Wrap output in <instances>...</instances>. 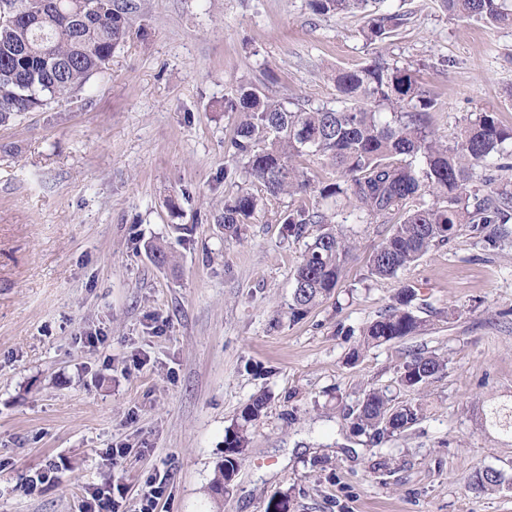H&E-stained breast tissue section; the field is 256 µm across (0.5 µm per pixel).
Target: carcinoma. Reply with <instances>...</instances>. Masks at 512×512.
<instances>
[{"instance_id": "carcinoma-1", "label": "carcinoma", "mask_w": 512, "mask_h": 512, "mask_svg": "<svg viewBox=\"0 0 512 512\" xmlns=\"http://www.w3.org/2000/svg\"><path fill=\"white\" fill-rule=\"evenodd\" d=\"M453 15L472 18L488 27L512 24L500 0H440ZM370 0H308L320 15L361 12V35L369 44L385 41L400 26L396 14L368 9ZM136 12L124 0H0V126L22 112L68 99L102 71L112 51L125 39ZM340 106H298L270 96L252 85H240L224 98V111L236 117L228 145L235 172L244 183L224 201L218 224L229 238L256 211L263 189L272 197L313 195L344 197L366 224H383L394 211L408 208L403 221L369 258L371 274L393 277L416 262L432 246L445 243L468 223L488 240L501 237L498 228L512 219V194L489 189L480 196L470 187V169L492 162L494 171L512 163L504 144L512 129L500 125L495 113L481 112L454 145L442 144L424 130L426 113L435 101L410 71L380 56L351 69L336 71ZM317 156L338 180L322 184L301 166ZM436 201L429 204L425 196ZM334 214L318 206H300L283 216L288 236L299 238L308 225H319L294 273L289 309L303 315L329 299L342 277L354 245L334 226ZM414 286L398 292L396 306L362 329V345H380L423 332L426 321L415 313ZM447 362L436 354L416 352L397 371L396 383L418 390L442 374ZM267 396H254L225 430L224 459L211 485L215 497L236 476L250 447V427L266 409ZM420 402L394 403L383 390L365 393L353 415V429L381 437L403 432L422 417ZM483 425L512 436V402L492 403ZM484 489L496 491L512 478L495 468L475 475Z\"/></svg>"}]
</instances>
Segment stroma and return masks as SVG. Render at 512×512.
I'll use <instances>...</instances> for the list:
<instances>
[{"label":"stroma","mask_w":512,"mask_h":512,"mask_svg":"<svg viewBox=\"0 0 512 512\" xmlns=\"http://www.w3.org/2000/svg\"><path fill=\"white\" fill-rule=\"evenodd\" d=\"M136 2L104 72L0 126V512H82L113 484L118 512H138L160 477L155 512H267L283 495L291 512H512V488L465 483L487 466L512 474V439L482 425L512 398V223L494 245L459 225L379 278L369 256L401 215L361 224L345 200L321 201L355 249L334 295L298 320L293 274L312 237L281 224L298 197L264 199L238 238L218 224L242 184L224 110L238 85L334 107L332 71L378 52L417 75L436 102L426 129L451 145L483 111L512 128V26L377 0L404 22L376 50L361 15L307 0ZM153 244L172 263L155 265ZM406 284L426 331L361 347ZM414 352L448 368L397 388ZM387 388L421 400L420 421L380 440L354 432L365 392ZM260 392L248 454L213 498L225 430Z\"/></svg>","instance_id":"35a3bbf8"}]
</instances>
